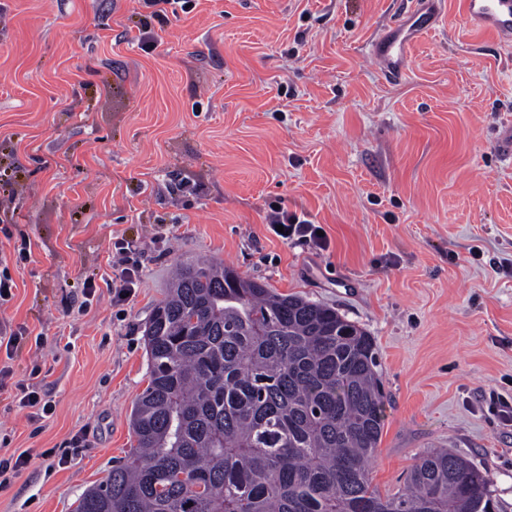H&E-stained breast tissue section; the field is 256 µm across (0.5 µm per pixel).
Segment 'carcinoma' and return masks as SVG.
Listing matches in <instances>:
<instances>
[{"mask_svg":"<svg viewBox=\"0 0 512 512\" xmlns=\"http://www.w3.org/2000/svg\"><path fill=\"white\" fill-rule=\"evenodd\" d=\"M136 446L74 512H491L492 479L444 448L383 495L374 339L335 308L185 264L145 330Z\"/></svg>","mask_w":512,"mask_h":512,"instance_id":"obj_1","label":"carcinoma"}]
</instances>
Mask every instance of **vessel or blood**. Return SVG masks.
Returning a JSON list of instances; mask_svg holds the SVG:
<instances>
[{
	"instance_id": "vessel-or-blood-1",
	"label": "vessel or blood",
	"mask_w": 512,
	"mask_h": 512,
	"mask_svg": "<svg viewBox=\"0 0 512 512\" xmlns=\"http://www.w3.org/2000/svg\"><path fill=\"white\" fill-rule=\"evenodd\" d=\"M444 0H406L393 23L371 39L368 56L386 82L405 78L410 51L422 36L445 19ZM461 12L473 31L501 43L512 42V0H461Z\"/></svg>"
}]
</instances>
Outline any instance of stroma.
Instances as JSON below:
<instances>
[{
	"instance_id": "obj_1",
	"label": "stroma",
	"mask_w": 512,
	"mask_h": 512,
	"mask_svg": "<svg viewBox=\"0 0 512 512\" xmlns=\"http://www.w3.org/2000/svg\"><path fill=\"white\" fill-rule=\"evenodd\" d=\"M450 24L405 81L367 56L394 0H0V457L29 462L0 512H73L132 445L150 312L174 268L207 260L336 308L373 336L387 400L381 494L445 448L512 512V43ZM155 36L138 42L140 26ZM322 226L327 250L270 232L271 206ZM29 240L17 262L14 248ZM133 244V294L86 279ZM35 387L51 414L20 405ZM84 447H75L74 436ZM139 2H143L144 7L152 9L150 15L154 17H166L167 6H170L172 15H177L178 7L182 12L188 13L196 6L195 0H142Z\"/></svg>"
}]
</instances>
